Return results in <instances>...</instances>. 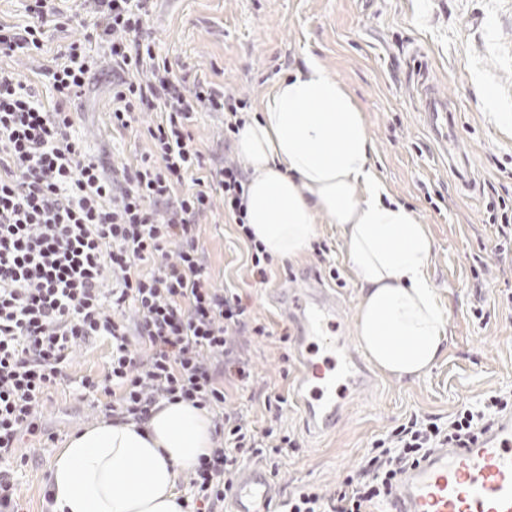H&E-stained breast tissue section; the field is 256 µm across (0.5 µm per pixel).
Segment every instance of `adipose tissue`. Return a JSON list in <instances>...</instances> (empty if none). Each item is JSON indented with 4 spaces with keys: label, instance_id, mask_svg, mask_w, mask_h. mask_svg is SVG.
<instances>
[{
    "label": "adipose tissue",
    "instance_id": "adipose-tissue-1",
    "mask_svg": "<svg viewBox=\"0 0 512 512\" xmlns=\"http://www.w3.org/2000/svg\"><path fill=\"white\" fill-rule=\"evenodd\" d=\"M236 147L250 171L246 222L268 254L295 259L318 217L338 225L361 284L358 341L385 374L419 377L448 340L427 276L433 241L405 205L386 199L362 112L316 58L278 82ZM204 409L161 403L143 425L98 419L73 432L48 477L50 512H184L183 473L213 446Z\"/></svg>",
    "mask_w": 512,
    "mask_h": 512
}]
</instances>
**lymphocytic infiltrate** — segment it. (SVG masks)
<instances>
[{"instance_id": "f902f5d3", "label": "lymphocytic infiltrate", "mask_w": 512, "mask_h": 512, "mask_svg": "<svg viewBox=\"0 0 512 512\" xmlns=\"http://www.w3.org/2000/svg\"><path fill=\"white\" fill-rule=\"evenodd\" d=\"M155 2L74 0L64 10L28 0L25 25L0 23V512H23L15 474L30 456L20 442L52 441L44 397L66 381L76 349L99 338L109 361L79 386L106 396V418L144 423L164 401L211 414L213 447L183 477L187 512H219L243 461L276 472L299 445L278 425L280 393L265 395L259 428L228 403V386L253 381L245 344L274 330L237 289L211 284L199 240L204 221L232 220L257 283H268L272 258L245 222L242 164L207 162L194 132L197 114L217 112L232 139L250 102L160 54L149 28ZM66 25L78 37L45 59L48 27ZM106 72L108 128L150 144L109 165L72 134L76 102ZM508 409L512 393L499 392L445 422L411 414L333 494L301 485L284 512H372L427 453L467 447Z\"/></svg>"}]
</instances>
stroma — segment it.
Listing matches in <instances>:
<instances>
[{
	"mask_svg": "<svg viewBox=\"0 0 512 512\" xmlns=\"http://www.w3.org/2000/svg\"><path fill=\"white\" fill-rule=\"evenodd\" d=\"M150 27L161 54L185 62L198 77L223 82L227 92L249 96L252 117L277 82L306 57H316L363 113L388 195L412 209L434 240L428 275L448 314L443 355L418 378L373 370L371 383L351 399L332 431L306 433L292 392L296 363L283 359L286 344L272 336L248 345L254 386L236 393V406L248 422L263 424L264 392L278 388L286 399L280 425L300 441L277 477L282 493L303 483L334 491L363 464L373 441L405 416L445 419L461 405L512 392V310L500 303L502 293L512 291V253L495 250L496 228L488 222L499 203L512 206V122L491 119L495 113L512 115V0H159ZM423 67L436 77L439 95L453 103L456 151L469 162L472 189L451 174L428 125L417 86ZM110 98L109 82H98L81 105L76 135L107 159L140 153L143 138L116 141L107 131ZM315 240L326 243L325 259L311 251L291 262L274 260L272 281L260 285L236 225L201 227L212 284L240 288L257 318L277 329L287 325L277 292L302 287L311 272L336 295L345 334L357 342L361 285L348 244L337 225L323 221ZM331 261L339 280L329 277ZM478 305L485 314L481 321L473 316ZM109 352L103 339L77 349L68 380L47 397L43 418L58 441L89 415L78 380L102 374ZM56 452L43 448L19 474L29 512L42 510Z\"/></svg>",
	"mask_w": 512,
	"mask_h": 512,
	"instance_id": "obj_1",
	"label": "stroma"
}]
</instances>
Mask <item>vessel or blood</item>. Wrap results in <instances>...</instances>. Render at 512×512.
<instances>
[{"mask_svg": "<svg viewBox=\"0 0 512 512\" xmlns=\"http://www.w3.org/2000/svg\"><path fill=\"white\" fill-rule=\"evenodd\" d=\"M429 125L443 130L453 116L446 98L425 89ZM296 327L299 365L295 397L307 429L325 430L340 417V402L366 382L361 358L349 349L336 306L310 280L307 288L281 294ZM279 487L266 469L247 465L232 482V512H270ZM393 512H512V410L499 414L465 448H437L395 485Z\"/></svg>", "mask_w": 512, "mask_h": 512, "instance_id": "vessel-or-blood-1", "label": "vessel or blood"}]
</instances>
